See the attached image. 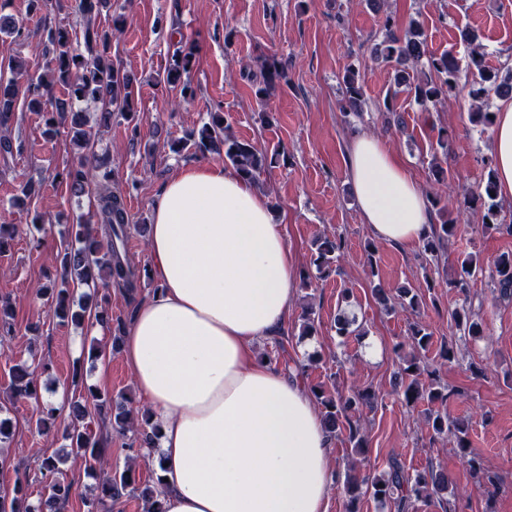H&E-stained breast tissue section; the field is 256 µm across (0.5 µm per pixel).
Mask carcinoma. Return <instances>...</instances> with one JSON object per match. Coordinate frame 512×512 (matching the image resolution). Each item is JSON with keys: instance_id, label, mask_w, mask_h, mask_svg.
Listing matches in <instances>:
<instances>
[{"instance_id": "carcinoma-1", "label": "carcinoma", "mask_w": 512, "mask_h": 512, "mask_svg": "<svg viewBox=\"0 0 512 512\" xmlns=\"http://www.w3.org/2000/svg\"><path fill=\"white\" fill-rule=\"evenodd\" d=\"M110 6V0H70V8L83 19L82 31L77 33L62 25L47 29L49 43L55 47V56L51 60L52 68L48 74L34 80L27 79L26 85L20 84L24 77L22 64L12 60L16 77L3 81L0 79V155L21 152L22 145H14L7 135L9 121L14 115L19 99L28 101L46 115V123L68 126L73 142L82 148L81 154L63 163L55 169L53 180L65 187L71 194L79 195L92 183V170L88 162L92 154V133L84 129L83 113L68 109L55 99L52 88L56 85L67 90L69 99L92 104L99 109L98 125L112 124V117L121 116L129 123L135 121L134 101L138 96V87L132 78L109 58L113 32L120 30L124 20L113 18V28H104L97 24L101 10ZM386 36L374 48L373 55L393 67V83L396 88H405L414 100L423 106L436 105L456 89L460 75V65L453 55L429 54L426 40L419 22L412 20L401 32L393 30L390 16L384 18ZM468 45L467 69L476 77L477 88L471 95L475 98L493 94L499 98H512V73L501 74L499 70L486 65L483 55L476 44L477 36L472 31L461 35ZM425 63L426 72L416 73L420 63ZM194 56L191 50L182 49L172 55L168 67L162 76V83L179 90L184 99L194 95L192 85L183 80V76L193 67ZM261 86L255 94L263 100L274 82L286 78L284 66L264 60L261 65ZM344 101L346 109L359 112L363 101V83L358 73L351 69L343 77ZM228 117L213 112L210 119L198 130H193L178 140L181 148L193 154L205 155L220 147L224 148V158L251 182L258 180L265 169L274 163L277 155L269 156L257 150L252 142L239 140L228 134ZM41 185L27 181L19 185V195L15 201L27 204L39 195ZM498 193L495 170L488 171L487 178L476 195L466 196L463 206L481 199H488L483 224L491 229L498 226V205L492 194ZM97 223L93 224L83 217H76L71 225V238L76 246L67 247L58 255L60 266L57 286H42L39 294L50 301V312L59 322L70 320L75 325L82 324L92 316L108 325L112 324L106 309H91L84 304L74 307L71 294L80 285L90 281L102 280L110 288L114 285L123 288L129 298H135L145 270L136 265L128 256L127 227L128 215L120 194L112 191L100 192L97 196ZM457 233V224L453 219H445L433 229L426 240L425 250L435 253L443 248L449 238ZM343 252L341 239L323 237L318 240L316 258L313 260L317 271L323 273L337 261ZM496 275L493 279L494 291L500 299L512 300V258L502 255L495 261ZM481 270L480 259L473 255L465 256L460 263L458 276L448 282L452 288L466 292L468 279ZM457 329L469 336H478L483 325L478 316L463 308L451 313ZM412 352L403 356L402 363L395 375L394 391L403 401L412 405L425 401L429 404H443L450 393L447 387L434 378V372L425 371L421 365V354L431 345V334L419 323L410 327ZM430 376L428 382L421 380L422 375ZM41 387L37 376L30 366L17 363L10 370L9 397L13 400H39ZM313 395L321 406L324 424L331 434L340 433L357 455L365 453L367 442L362 435L360 414L372 410L377 405L378 396L369 388L354 387L343 393L331 392L320 384L313 389ZM120 402H114L112 395L103 393L95 387H89L73 398L69 405V422L66 425V439L69 441L67 454H81L92 461L91 471L97 478L98 497L87 502L88 512H97L100 505L109 500L118 502L126 495L139 493L144 501L146 512H164L160 499V482H146L139 485L130 469L112 472L107 468L106 453L110 442L93 434L85 424L88 407H93L101 423H109L113 429L135 437L141 448L154 447L155 430L149 423L146 412L136 411L134 399L124 393L119 395ZM425 423L428 430L437 436L453 438L456 448L468 458L479 483L495 486L497 475L481 468L470 449L469 422L451 420L440 412H427ZM62 456L53 454L42 458L39 466V481L44 484L45 493L39 507L26 504L28 476L22 475L15 481L12 493L0 496V512H62L72 494V484L59 467ZM364 483L372 491L374 498L380 501H393L397 512H412L416 503L429 502L434 498H443L448 492V479L441 470L409 473L397 459L389 462L388 471L380 478H366ZM343 490L348 494L346 512H358L356 508L358 490L357 478L345 474Z\"/></svg>"}]
</instances>
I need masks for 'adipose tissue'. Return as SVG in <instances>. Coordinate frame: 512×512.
I'll return each instance as SVG.
<instances>
[{"instance_id":"ef3b65f1","label":"adipose tissue","mask_w":512,"mask_h":512,"mask_svg":"<svg viewBox=\"0 0 512 512\" xmlns=\"http://www.w3.org/2000/svg\"><path fill=\"white\" fill-rule=\"evenodd\" d=\"M498 189L512 197V101L494 117ZM345 168L361 218L387 245L431 234L428 197L405 163L359 132ZM158 290L122 346L159 439L142 451L165 512H328L331 438L311 393L259 353L294 314L298 264L284 215L220 164L181 169L152 206Z\"/></svg>"}]
</instances>
